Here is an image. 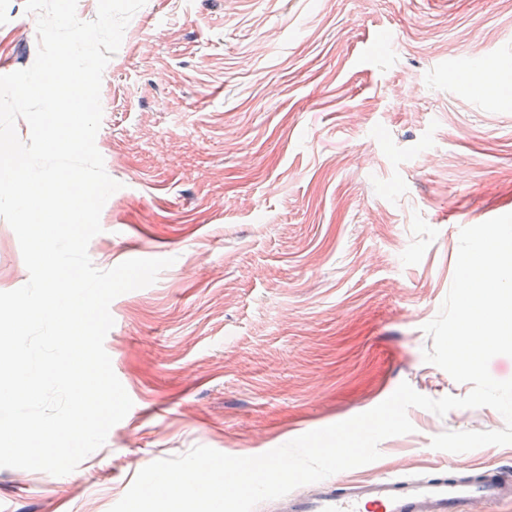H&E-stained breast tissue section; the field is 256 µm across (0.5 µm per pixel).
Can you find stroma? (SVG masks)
Wrapping results in <instances>:
<instances>
[{
  "label": "stroma",
  "mask_w": 512,
  "mask_h": 512,
  "mask_svg": "<svg viewBox=\"0 0 512 512\" xmlns=\"http://www.w3.org/2000/svg\"><path fill=\"white\" fill-rule=\"evenodd\" d=\"M36 18L0 0V75ZM493 73L481 98L452 72ZM96 147L120 188L88 246L107 270L173 258L110 306L104 346L133 406L65 476L0 468V512H109L140 469L202 445L255 456L366 412L401 382L471 387L425 362L461 228L512 213L505 0H147L103 72ZM29 279L0 219V292ZM380 444L363 480L512 466L490 407Z\"/></svg>",
  "instance_id": "stroma-1"
}]
</instances>
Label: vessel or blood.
Wrapping results in <instances>:
<instances>
[{
	"label": "vessel or blood",
	"instance_id": "vessel-or-blood-1",
	"mask_svg": "<svg viewBox=\"0 0 512 512\" xmlns=\"http://www.w3.org/2000/svg\"><path fill=\"white\" fill-rule=\"evenodd\" d=\"M503 502H512V473L486 468L476 476H388L351 483L326 479L315 490L280 498L279 512H486Z\"/></svg>",
	"mask_w": 512,
	"mask_h": 512
}]
</instances>
